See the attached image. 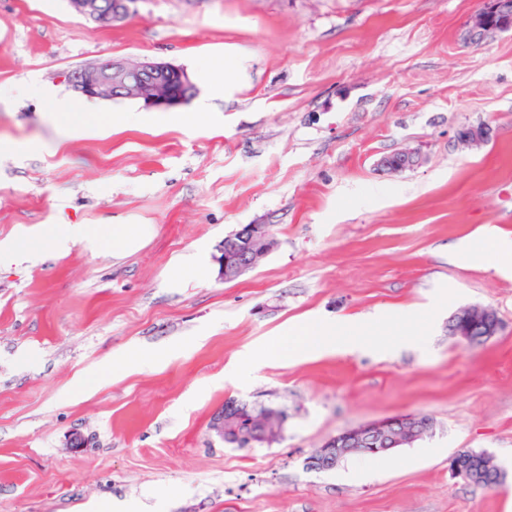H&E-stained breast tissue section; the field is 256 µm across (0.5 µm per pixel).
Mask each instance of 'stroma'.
Here are the masks:
<instances>
[{
  "mask_svg": "<svg viewBox=\"0 0 512 512\" xmlns=\"http://www.w3.org/2000/svg\"><path fill=\"white\" fill-rule=\"evenodd\" d=\"M490 0H138L109 28L67 0H0V245L45 224H150L130 253L77 241L0 263V512H512V272L449 258L480 227L512 233V29ZM109 57L183 66L209 105L147 111L144 127L64 136L37 81ZM221 66L240 80L219 96ZM486 125L488 142L456 138ZM420 151L389 174L383 156ZM268 224L255 269L218 275L224 239ZM199 254L205 277L170 280ZM501 329L464 348L456 310ZM332 321L389 352L294 362L262 348ZM159 355L143 367L142 352ZM114 363L118 372L96 378ZM284 409L277 441L225 444L226 399ZM396 414L430 435L306 470L344 430ZM483 451L494 488L452 478ZM477 27L483 31L511 28L512 0H494L490 9L480 14Z\"/></svg>",
  "mask_w": 512,
  "mask_h": 512,
  "instance_id": "obj_1",
  "label": "stroma"
}]
</instances>
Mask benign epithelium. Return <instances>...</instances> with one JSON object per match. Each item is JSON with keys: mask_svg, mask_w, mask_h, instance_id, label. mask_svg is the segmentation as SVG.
Returning <instances> with one entry per match:
<instances>
[{"mask_svg": "<svg viewBox=\"0 0 512 512\" xmlns=\"http://www.w3.org/2000/svg\"><path fill=\"white\" fill-rule=\"evenodd\" d=\"M72 11L89 18L102 27L126 19L134 12L139 0H68ZM477 27L483 31L505 30L512 27V0H493L490 9L482 12ZM65 82L71 89L90 100H136L148 108H176L186 104L197 93L186 70L171 62L142 59L129 61L107 58L68 71ZM459 141L470 146L487 142L488 129L482 125L466 126L457 132ZM422 156L416 150H406L382 157L378 166L390 173L402 172L420 165ZM276 240L268 224H250L224 239L223 258L219 275L226 281L236 279L255 265L254 251L271 252ZM499 328L497 313L490 308H462L448 318V335L457 343L471 347L483 344L496 335ZM245 414L256 416L263 424L248 432L240 430L238 419L220 413L212 421V430L221 439L249 447L269 438L267 426L275 421L284 425L286 417L267 407H245ZM431 427V422L419 415L397 414L360 427L347 429L327 440L321 448L306 458V468L324 472L332 470L345 456L362 452L383 455L397 448L410 446Z\"/></svg>", "mask_w": 512, "mask_h": 512, "instance_id": "benign-epithelium-1", "label": "benign epithelium"}]
</instances>
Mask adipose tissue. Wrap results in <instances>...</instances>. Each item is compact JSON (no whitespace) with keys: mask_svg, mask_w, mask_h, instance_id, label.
Masks as SVG:
<instances>
[{"mask_svg":"<svg viewBox=\"0 0 512 512\" xmlns=\"http://www.w3.org/2000/svg\"><path fill=\"white\" fill-rule=\"evenodd\" d=\"M36 93L47 104V110L66 134L88 129L83 104L58 97L46 88ZM154 231L150 224H112L91 229L81 224L49 225L40 232L26 236L12 247L13 253L37 255L48 249L64 247L71 241H85L93 248L131 250L139 246ZM471 258L491 261L499 267L512 268V240L499 228L486 227L474 236L468 246ZM368 343L359 337L337 331L332 324L300 323L290 327L288 335L280 336L274 353L290 360L319 359L336 353H356L368 350Z\"/></svg>","mask_w":512,"mask_h":512,"instance_id":"obj_1","label":"adipose tissue"}]
</instances>
